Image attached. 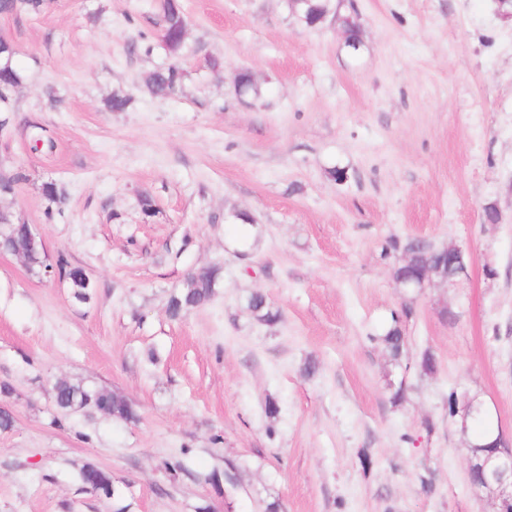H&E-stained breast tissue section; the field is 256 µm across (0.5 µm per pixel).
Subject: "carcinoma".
Segmentation results:
<instances>
[{"label":"carcinoma","mask_w":512,"mask_h":512,"mask_svg":"<svg viewBox=\"0 0 512 512\" xmlns=\"http://www.w3.org/2000/svg\"><path fill=\"white\" fill-rule=\"evenodd\" d=\"M52 3L53 0H0V14H40L48 11ZM158 9L164 21L162 41L169 53L176 57L183 48L187 26L179 0H159ZM297 11L299 17L307 16L311 23L318 26L322 24L321 18L330 13L331 0H310L307 5L298 6ZM8 56L9 46L1 43L0 104L5 105L10 102L12 93L24 80L23 71L16 65L15 60L8 59ZM181 79L182 70L175 61L166 68L150 72L145 78L144 87L153 96L166 98L175 91ZM41 192L50 203L58 207L65 201L64 192L54 180L43 182ZM0 223L8 225L0 234V250L23 256L32 268L48 266L46 254L40 247L31 244L29 225L17 223V218L8 210L0 211ZM404 253V263L395 270V278L414 281L421 277L426 267L441 261L443 250L408 242L404 246ZM55 268L59 277L69 281L76 301L86 302L90 299L93 283L82 268L70 265L62 257L55 263ZM218 276V268L211 266L201 267L189 274L183 287L169 298V316L178 319L187 312L209 303L215 294ZM248 308L258 320L265 323H273L279 318V313L273 310L267 296L262 292L251 294ZM376 340L383 345L394 363H401L407 339L399 315L392 314L391 321ZM52 397L55 407L62 412L92 410L124 422H134L138 419L137 411L130 401L108 390L88 387L81 381L57 380L52 387ZM489 444L486 430L480 431L477 441L472 443L470 481L473 484L483 480L481 461L490 451ZM78 478L82 487L87 490L106 497L119 498L113 485L112 471L108 469L86 462L79 467Z\"/></svg>","instance_id":"obj_1"}]
</instances>
